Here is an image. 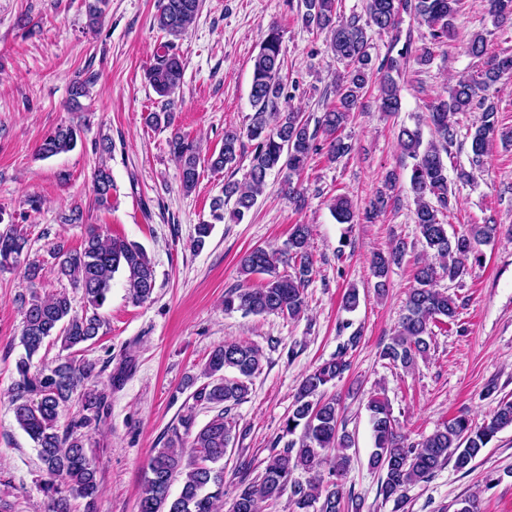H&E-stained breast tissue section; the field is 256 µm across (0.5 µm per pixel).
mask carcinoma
<instances>
[{
    "instance_id": "cac0c4a2",
    "label": "carcinoma",
    "mask_w": 512,
    "mask_h": 512,
    "mask_svg": "<svg viewBox=\"0 0 512 512\" xmlns=\"http://www.w3.org/2000/svg\"><path fill=\"white\" fill-rule=\"evenodd\" d=\"M460 0H367L366 19L352 16L342 19L336 13V0H301V20L311 30L325 32L336 59L345 65L346 73L336 84L338 105L323 112L314 128H309L300 113L287 105L288 96L281 76L283 69L282 31L273 24L252 59L249 103L253 115L246 131L224 130L219 151L208 157L210 168L222 171L234 164L243 147L242 137L256 142L255 154L245 181L228 180L223 196L214 200L212 221L195 226L192 244L204 246L213 223L224 221V206L231 203L232 216L241 220L256 204L269 171L279 168L294 173L303 168L310 154L327 149V155L339 159L352 151V145L340 135L347 114L354 111L360 93L371 82L379 84L378 108L396 112L400 108L397 81L393 73L400 71V60L411 54L410 46L401 49L399 57H387L377 64L371 54L369 30H388L396 26L400 13L414 14L430 31L431 45L420 48L417 60L426 64L432 46L444 42L458 13ZM487 13L497 21L512 20V0H481ZM108 0H85L89 25L101 22ZM201 0H158L155 21L158 28L178 39L197 18ZM174 43L162 44L145 70V79L161 98L160 110L148 113L146 122L154 128L174 124V99L180 87L183 65L173 52ZM466 52L474 58L489 53L487 40L475 35ZM512 71V57L492 58L481 79L463 77L453 85L448 96L430 106L429 118L435 140L423 144L419 129H400L403 151L414 160L409 189L416 202L415 223L425 246L440 260V265L420 263L413 271L414 285L405 302V313L398 330L381 350L380 357L393 366L413 367L417 358L430 349L431 324L456 316L457 307L446 292L436 289L441 277L454 281L467 271L469 261L480 260L479 247L499 235L498 224H472L462 233L449 234L440 215L453 209L452 190L448 184V167L443 155L453 145L455 132L451 118L459 112L481 110L479 124L469 131L471 171H460L458 178L468 181L474 171L485 164L489 142L498 137L512 140V130L499 126L498 112L485 104L480 92L498 82L501 75ZM92 80L76 79L70 87V109L82 110L81 99L89 97ZM324 137L318 143V137ZM78 129L60 124L38 145V156L47 159L75 148ZM170 154L180 164L183 190L192 192L199 179L200 142L179 132L168 139ZM95 202L101 208L111 206L112 174L105 165L92 174ZM332 213L340 224H351L354 211L350 199L339 196ZM310 231L306 224L295 225L283 247L275 250L253 248L239 260L244 276L265 274L264 284L256 287L237 286L224 295V309L245 314L277 313L296 317L303 312L304 290L310 281L308 261ZM29 250V239L13 226L0 231V270L15 267L20 256ZM404 252L397 244L391 252L376 253L371 259L375 287L385 290L392 264ZM58 271L70 284L82 291L85 312H73L69 296L64 292L43 298L33 291L20 296L23 325L16 360L18 374L14 417L18 426L32 439L38 451L45 479L42 490L47 497V512H73L72 500L86 501V512H93L99 492L97 469L85 448L83 430L95 428L102 419L108 395L95 388L100 375L97 364L60 357L53 366L33 368V359L52 340L70 350L95 339L103 328L99 314L112 289L115 275L124 277L130 298L144 303L152 297L156 274L144 247L134 241L111 237L92 229L79 250L62 245L54 247ZM294 262V273L282 275L279 265ZM358 343L349 337L336 355L323 362L302 379L294 397L293 409L282 426L281 449L272 448L261 473L252 480L243 479L237 489L230 512H263V503L278 500L285 492L297 512H361L362 505L346 488V475L351 464L347 450L354 439L339 432V402L325 397L326 388L349 369L346 355ZM262 368V353L254 345L227 341L209 354L203 375L209 378L193 393V399L206 403L217 413L202 427L194 428L192 413L182 416L172 427L170 437L161 448L154 449L141 485L138 512H220L224 501V453L236 430L231 407L239 404L248 392L247 381ZM77 397L79 413L66 425H60L63 407ZM374 448L368 458L370 469L381 474L378 494L383 501H394L402 508L408 488L429 481L434 474L453 463L458 471H469L497 434L512 427V400L499 401L490 417L477 426L465 415H459L438 427L424 440L414 443L397 431L387 400L374 397L367 403ZM301 470L310 474L305 481L294 478ZM181 480L177 495L171 487Z\"/></svg>"
}]
</instances>
